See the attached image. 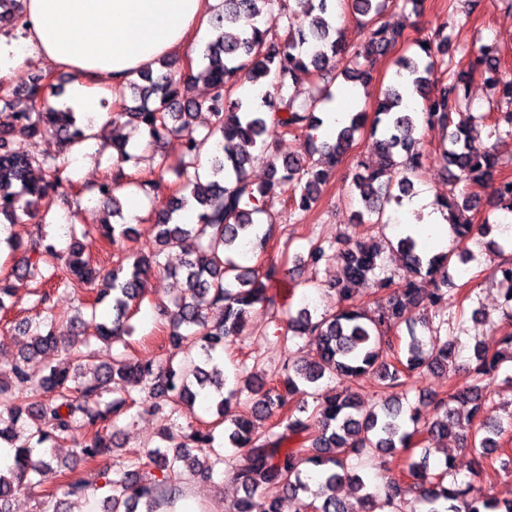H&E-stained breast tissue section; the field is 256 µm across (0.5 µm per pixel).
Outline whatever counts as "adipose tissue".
I'll return each mask as SVG.
<instances>
[{
    "label": "adipose tissue",
    "mask_w": 512,
    "mask_h": 512,
    "mask_svg": "<svg viewBox=\"0 0 512 512\" xmlns=\"http://www.w3.org/2000/svg\"><path fill=\"white\" fill-rule=\"evenodd\" d=\"M215 0H23L26 37L0 41V77L34 58L70 75L74 106L93 118L102 98L154 61L181 55L209 32ZM420 216L406 231L427 249H447L448 213L431 197L407 202Z\"/></svg>",
    "instance_id": "1"
}]
</instances>
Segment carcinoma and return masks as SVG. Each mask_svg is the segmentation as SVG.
I'll return each mask as SVG.
<instances>
[{
  "instance_id": "cac0c4a2",
  "label": "carcinoma",
  "mask_w": 512,
  "mask_h": 512,
  "mask_svg": "<svg viewBox=\"0 0 512 512\" xmlns=\"http://www.w3.org/2000/svg\"><path fill=\"white\" fill-rule=\"evenodd\" d=\"M338 2L363 17L365 32L362 50L349 52L337 38V29L327 22L329 5ZM308 29L293 31L290 0H222L212 20L213 38L201 58V76L209 86V96L189 95L192 69L175 67L169 59L160 62L158 71L145 69L137 77L113 91L112 121H124L132 130H144L149 144L159 145L165 138L182 140V155L171 167L160 158L154 173L162 177L173 170L187 179L180 183L175 197L156 209V248L128 264L118 262L108 269L84 255L78 237L86 230L68 227L71 239L65 251L47 240L42 223L33 226L28 241L13 235V249L23 251L24 275L39 282L55 276L64 264L76 288L96 290L91 314L96 305L112 299V319L98 325L94 337L104 344L125 342L133 335L131 323L141 306L142 281L154 273L174 276L181 273L185 290L167 308L166 338L178 352L194 348L197 355L179 367L158 364L150 358L131 360L120 354L97 365L91 376L82 377L77 368L95 356L91 340L83 348L63 345L55 334V318L44 305L36 321H23L18 327L31 336L30 343L0 367V442L13 448L12 464L0 468V512H12L11 502L18 491L33 485L32 473L45 464L34 459V451L51 442L71 440L76 456L95 462L112 454V423L134 405L171 406L182 415L193 411L199 391L208 390L216 404L218 419L205 427L189 425L182 441L163 432L165 442L175 443L174 453L157 447L137 461L117 462L101 476L109 495L104 512H166L182 493L180 480L188 474L197 482H209L224 464V455L214 448V431L224 426V434L236 449L235 481L247 497L233 505L232 512H250L249 496L269 493L266 512H280L282 499L296 503V512H402L407 489L417 493L422 512H512L506 505L483 495L473 483L447 481L452 459L446 458L437 473L430 472L427 460L411 462L407 478L410 485L390 479L371 491L356 471L354 460L373 450L381 456L417 447L424 434L455 438L461 448L480 457L499 447V438L512 432V416L505 424L484 422L489 397L485 380L491 374L503 375L512 389V333L503 338L507 353L473 348L469 364L470 381L449 395L435 396L427 403L405 407L392 394L404 384V377L422 374L435 367L456 368L458 343L448 340V326L463 331L462 322L448 298V269L453 258L476 267L483 264V246L495 247L502 259L493 269L494 277L505 286L503 315L512 322V237L500 241L489 238L502 224L450 222L453 245L446 251L428 255L409 235L397 240V251L407 264L405 282L379 281L376 309L370 314L357 303L360 285L376 275L381 267L382 247L378 243L354 245L339 241H316L309 245L307 262L316 267L322 261L336 260L338 308L315 317L304 307L288 317L284 338L317 336L321 344L317 359L306 364L284 365L281 375L268 382L262 377L241 380L253 394L247 411L225 424V406L238 390H224V349L243 335L248 318L257 306L274 305L272 289L288 282L289 269L275 261L266 267L245 262L265 251L272 228L264 229L258 216L267 204L279 199L286 206L310 210L319 201L323 188L336 165L353 146L356 133L364 128L366 113L355 112L336 131L334 141L317 142L313 131L321 126L315 115L318 104L333 98L331 83L338 77L368 87L373 81V60L391 53L400 32L384 20L386 0H304ZM277 12L288 38L257 23ZM450 38L440 32L419 42V52L395 60L397 81L386 87L371 124L375 138L374 158L353 178V194L362 205L359 217L376 216L382 223L385 204H402L414 194L412 177L422 164V152L412 133L418 124L441 128L448 133L442 146L444 169L449 172L448 194L438 205L453 216L460 210L476 207L473 197L459 189L462 183L490 185L496 208L512 213V178L502 175L500 156L493 147L480 145L467 134V125L454 123V115L468 104L470 80L484 75L498 89L500 104L492 113V135L512 137V80L498 76L499 58L488 47L471 52L467 68H446ZM305 72L323 84L320 94L307 102L289 81ZM265 88L259 100H244L236 95L243 83ZM20 90L12 84L0 85V109L9 112L0 122V218L8 223L28 224L38 208L49 204L53 193L63 186L62 174L68 164L65 154L41 158L16 144V139L32 140L47 133L57 136L68 149L96 138L88 133L94 119L77 120L68 108L56 107L50 97L58 95L50 74H31ZM213 115L207 131L194 127L196 114ZM291 137L301 141L300 149L280 159L268 153V138ZM320 154L312 160L314 154ZM266 160L268 178L255 183L247 167L258 159ZM140 156L129 147V138L113 141L112 170L96 186L97 195L111 205L112 217H122L116 190L130 184V166ZM196 212V223H179V212ZM130 224H112L105 218L101 235L114 243L115 235L128 236ZM195 247L185 248L188 240ZM183 252L180 270L166 267L159 256L166 249ZM0 274V311L7 309L12 296L10 276ZM424 305L436 308L437 324L429 327L428 341L413 330V311ZM408 337H392L401 326ZM61 352L67 364L47 363L39 375L30 364L42 355ZM351 381L372 376L389 393L379 408L362 411L358 395L352 390L327 393L314 398V406L299 399L306 388L325 376ZM271 421L261 434L255 422ZM348 483L355 490L356 506L336 495V486Z\"/></svg>"
}]
</instances>
